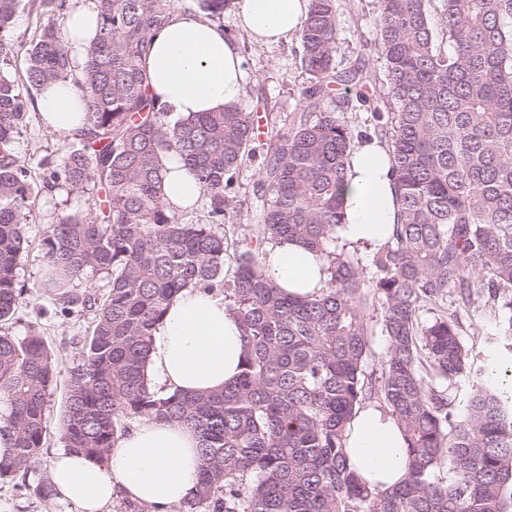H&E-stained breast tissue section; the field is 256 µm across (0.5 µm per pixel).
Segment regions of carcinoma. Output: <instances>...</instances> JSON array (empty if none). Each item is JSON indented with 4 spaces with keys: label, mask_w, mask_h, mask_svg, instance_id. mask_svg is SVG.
Masks as SVG:
<instances>
[{
    "label": "carcinoma",
    "mask_w": 512,
    "mask_h": 512,
    "mask_svg": "<svg viewBox=\"0 0 512 512\" xmlns=\"http://www.w3.org/2000/svg\"><path fill=\"white\" fill-rule=\"evenodd\" d=\"M19 2L0 0V326L23 294L34 200L91 198L93 208L66 214L43 238L45 287L94 312L70 371L66 448L103 462L140 417L196 430L203 466L180 512H512V408L489 385L465 395L459 386L489 377L471 362L465 322L505 310L498 335L512 338V0H380V77L368 66L337 69L334 0H312L299 37L310 80L289 127L266 132L256 227L236 239L224 218L261 117L235 107L165 120L141 59L178 0H93L99 31L81 64L52 16L22 48ZM198 2L219 21L232 0ZM22 49L30 87L70 79L86 109L71 146L40 161L39 184L13 148L32 104L12 74ZM337 84L361 99L379 84L386 99L375 133L392 159L400 222L370 254L369 277L357 251L336 244L352 141ZM172 151L201 186L202 223L165 201L162 158ZM289 239L326 257L320 294L286 295L266 274V248ZM95 276L107 279L105 293L72 290ZM198 286L223 291L239 319L241 374L219 391L160 396L144 371L152 329L175 294ZM371 309L387 340L376 372L366 368ZM56 371L36 332L0 329L15 448L0 480L40 463ZM372 400L407 442V479L384 493L345 454L346 425Z\"/></svg>",
    "instance_id": "carcinoma-1"
}]
</instances>
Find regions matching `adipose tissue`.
<instances>
[{"label": "adipose tissue", "mask_w": 512, "mask_h": 512, "mask_svg": "<svg viewBox=\"0 0 512 512\" xmlns=\"http://www.w3.org/2000/svg\"><path fill=\"white\" fill-rule=\"evenodd\" d=\"M309 2L239 0L235 24L256 43H287L299 37ZM142 67L159 104L180 116L239 106L250 81L238 43L225 36L223 26L193 12H173ZM39 110L50 132L70 136L84 126V103L72 85L41 90ZM162 163L167 204L189 207L200 194L198 181L177 153H167ZM342 207L340 242L371 250L387 243L400 218L399 188L388 148L379 139L359 140L351 148ZM264 263L267 274L294 295L319 294L328 281L325 258L296 240L268 246ZM243 349L241 326L227 311L223 294L186 288L168 302L152 331L145 371L151 386L164 394L217 390L240 374ZM200 444L190 428L146 418L115 442L105 461L58 451L50 483L79 512H110L119 497L144 512H171L197 491ZM345 452L372 491H389L406 476L401 427L378 404L356 411L347 426Z\"/></svg>", "instance_id": "ef3b65f1"}]
</instances>
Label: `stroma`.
I'll return each instance as SVG.
<instances>
[{
  "mask_svg": "<svg viewBox=\"0 0 512 512\" xmlns=\"http://www.w3.org/2000/svg\"><path fill=\"white\" fill-rule=\"evenodd\" d=\"M337 16L336 65L340 68L368 64L381 68L382 62L374 50V39L380 15L379 0H335ZM234 10H226L222 23L236 38L250 74L247 95L241 107L267 116L270 125L287 128L297 111L301 92L307 86L309 75L302 65L299 41L264 46L254 43L236 27ZM336 98L348 99L343 117L353 136L371 129L373 112L381 108L384 98L376 89H368L367 102L356 99V90L336 86ZM67 138L47 131L40 114L30 111L14 144L15 151L31 171L33 181H40V160L47 155H58L67 149ZM88 209L86 197L71 195L68 201L60 197H38L31 208L27 236L29 249L19 263L18 279L24 293L15 311L10 330L22 337L37 331L59 362V373L49 391L46 404L47 441L37 469L27 481L0 480V512H76L73 505L60 495L47 498L32 493L33 485L49 480L54 455L64 446L61 422L66 410L70 370L81 363L82 347L93 329L94 314L76 307L63 312L62 303L51 292L34 291V284L44 277L40 253L48 225L58 222L67 208ZM467 345L476 364L492 366L512 353V344L498 337L497 320L488 317L469 327Z\"/></svg>",
  "mask_w": 512,
  "mask_h": 512,
  "instance_id": "stroma-1",
  "label": "stroma"
}]
</instances>
